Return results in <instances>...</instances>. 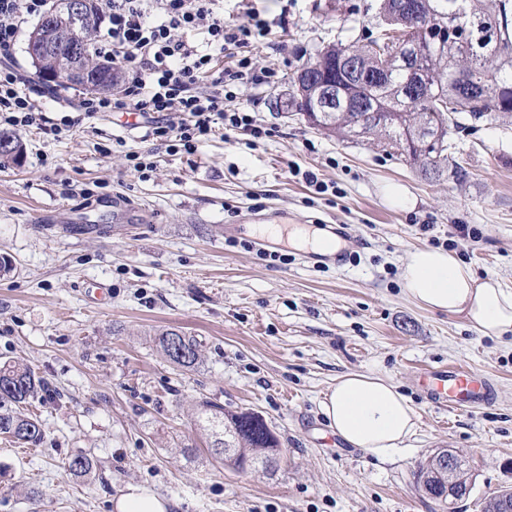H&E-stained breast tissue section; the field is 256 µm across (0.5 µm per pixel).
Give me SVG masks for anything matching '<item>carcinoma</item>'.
<instances>
[{
	"instance_id": "carcinoma-1",
	"label": "carcinoma",
	"mask_w": 512,
	"mask_h": 512,
	"mask_svg": "<svg viewBox=\"0 0 512 512\" xmlns=\"http://www.w3.org/2000/svg\"><path fill=\"white\" fill-rule=\"evenodd\" d=\"M107 0H93L89 15V49L86 61L96 63L97 77L88 83L75 81L65 69L69 45L57 42L52 53L56 63L34 72L37 81L47 87H80L88 93L98 86L120 83L112 62L96 53V34ZM451 3L463 6L473 19L495 17L498 27L478 54L465 50L469 33L464 28L447 31L427 47V66L415 77L411 65L399 60L398 51L405 40L404 27L394 16L393 0H381V14L392 21L381 34L362 45H336V54L327 58L325 67L343 57L365 75H380L378 82L366 83V98L375 102L377 111L363 112L353 106L335 117L317 116L314 124L342 140L377 142L385 152L409 162L428 180L449 175L462 182L468 171L456 162L453 135L463 121H490L512 125V0H422V11L435 15ZM22 142L9 132L0 131V168L21 165ZM157 345L165 358L180 368L191 369L201 361L200 344L192 336L176 330L158 334ZM46 389L45 381L27 365L0 363V435L18 444L42 439L40 416L29 411L30 399ZM200 428L210 433L212 454L225 465L242 471L249 468L267 473L278 466L279 439L266 420L248 409L230 411L211 401L200 404L197 412ZM67 469L86 474L94 468L88 455L70 457Z\"/></svg>"
}]
</instances>
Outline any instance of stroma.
<instances>
[{"label":"stroma","mask_w":512,"mask_h":512,"mask_svg":"<svg viewBox=\"0 0 512 512\" xmlns=\"http://www.w3.org/2000/svg\"><path fill=\"white\" fill-rule=\"evenodd\" d=\"M379 0H223L224 20L259 13L272 32L259 46L261 84L248 111L273 128L247 146L218 132L192 155L160 154L143 180L112 150H153L121 115L83 121L57 138L20 132L21 165L0 168V360L31 365L53 391L34 399L44 437L19 448L0 435V512H116L128 487L169 500V512H443L419 491L416 474L438 449L464 458L474 487L457 512H481L512 488V334L496 339L455 316L418 307L404 294L409 250L447 241L453 225L481 240L454 250L478 277L512 288V127L478 123L456 136V162L469 176L430 182L367 142L325 135L277 102L289 78L330 44L377 30ZM21 28L11 62L47 117L81 91H44ZM319 174L325 193L294 178ZM404 186L405 207L388 204L384 184ZM140 221H117L113 196ZM278 211L292 224L349 227L347 266L314 267L297 251L279 258L224 227ZM430 232H423V225ZM111 297L97 301L98 285ZM163 330L194 337L202 361L170 364L154 342ZM462 363L495 387L490 405L448 411L415 388L419 369ZM390 379L418 414L415 435L379 461L332 432L321 403L337 376ZM259 413L280 439L274 473L217 463L195 423L197 404ZM85 453L91 475L65 461Z\"/></svg>","instance_id":"obj_1"}]
</instances>
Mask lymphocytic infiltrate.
Wrapping results in <instances>:
<instances>
[{
    "label": "lymphocytic infiltrate",
    "mask_w": 512,
    "mask_h": 512,
    "mask_svg": "<svg viewBox=\"0 0 512 512\" xmlns=\"http://www.w3.org/2000/svg\"><path fill=\"white\" fill-rule=\"evenodd\" d=\"M217 0H110L108 23L100 30L96 51L112 60L132 81L122 96H82L76 105L84 119L105 112L134 113L145 121V139L164 146L169 155L195 153L219 130L255 139L271 131L245 108H227L224 86L255 81L251 57L237 60L235 71L214 67L213 54L245 48L264 38L269 23L252 10L225 23ZM46 0H0V125L16 130L49 129L60 137L75 124L73 116L45 119L42 105L23 87L8 65L18 33L29 18L42 15ZM208 34V50H200L189 35L198 28ZM210 87L199 91L202 80Z\"/></svg>",
    "instance_id": "obj_1"
}]
</instances>
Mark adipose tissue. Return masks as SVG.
I'll return each mask as SVG.
<instances>
[{
  "mask_svg": "<svg viewBox=\"0 0 512 512\" xmlns=\"http://www.w3.org/2000/svg\"><path fill=\"white\" fill-rule=\"evenodd\" d=\"M401 279L406 295L424 308L462 317L486 336L512 332V289L497 278L477 277L454 251H409ZM322 411L346 443L381 461L402 450L417 429L410 402L379 376L352 372L337 377Z\"/></svg>",
  "mask_w": 512,
  "mask_h": 512,
  "instance_id": "ef3b65f1",
  "label": "adipose tissue"
}]
</instances>
